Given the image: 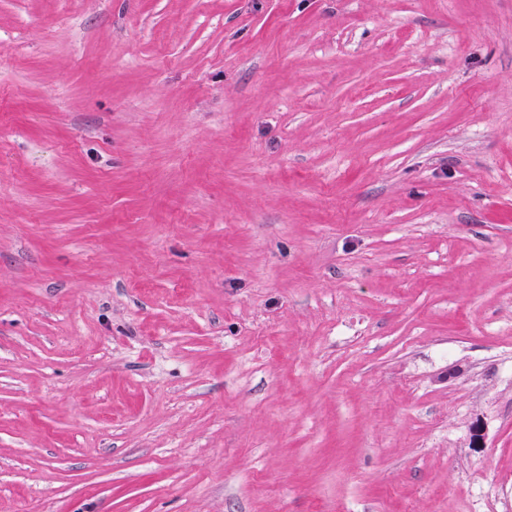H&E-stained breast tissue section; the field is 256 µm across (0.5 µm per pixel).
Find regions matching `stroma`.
I'll list each match as a JSON object with an SVG mask.
<instances>
[{
  "label": "stroma",
  "instance_id": "obj_1",
  "mask_svg": "<svg viewBox=\"0 0 512 512\" xmlns=\"http://www.w3.org/2000/svg\"><path fill=\"white\" fill-rule=\"evenodd\" d=\"M0 512H512V0H0Z\"/></svg>",
  "mask_w": 512,
  "mask_h": 512
}]
</instances>
